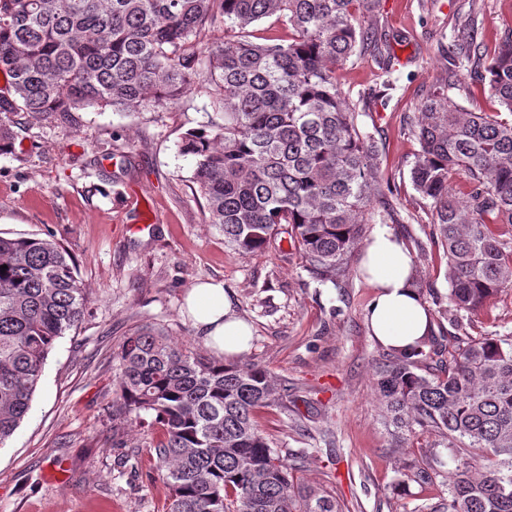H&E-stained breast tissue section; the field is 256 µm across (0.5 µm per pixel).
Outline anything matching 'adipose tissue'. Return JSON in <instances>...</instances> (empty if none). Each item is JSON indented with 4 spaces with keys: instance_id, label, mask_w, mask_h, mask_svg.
I'll use <instances>...</instances> for the list:
<instances>
[{
    "instance_id": "ef3b65f1",
    "label": "adipose tissue",
    "mask_w": 512,
    "mask_h": 512,
    "mask_svg": "<svg viewBox=\"0 0 512 512\" xmlns=\"http://www.w3.org/2000/svg\"><path fill=\"white\" fill-rule=\"evenodd\" d=\"M361 270L375 290L367 313L371 336L392 350L413 346L425 336L433 316L414 285L409 249L388 228L376 227L361 247ZM186 304L214 350L228 358L249 351L251 329L235 314L223 283L194 285Z\"/></svg>"
}]
</instances>
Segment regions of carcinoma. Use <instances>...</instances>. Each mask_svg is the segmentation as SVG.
<instances>
[{
  "mask_svg": "<svg viewBox=\"0 0 512 512\" xmlns=\"http://www.w3.org/2000/svg\"><path fill=\"white\" fill-rule=\"evenodd\" d=\"M376 0H0V153L23 115L64 129L92 108L175 104L196 87L218 99L220 120L184 133L192 182L209 223L243 256L264 253L282 225L311 277L343 284L377 201L374 147L340 90L336 69L374 42L360 18ZM277 16L288 39L204 38L219 21L241 30ZM512 115V34L481 75ZM415 190L432 201L447 257L448 303L474 313L512 287V120L472 112L443 93L422 106ZM459 174L471 190L452 191ZM0 445L26 416L57 338L88 298L55 241L0 236ZM448 355V360L432 362ZM118 412L162 428L156 468L167 512H345L293 467L254 420L284 386L258 363L226 364L174 344L162 326L134 329L113 353ZM385 426L405 444L437 437L400 483L448 487L446 512H512V336L487 335L445 351L433 332L377 367ZM455 467H447L439 448ZM478 451L483 471L463 455Z\"/></svg>",
  "mask_w": 512,
  "mask_h": 512,
  "instance_id": "obj_1",
  "label": "carcinoma"
}]
</instances>
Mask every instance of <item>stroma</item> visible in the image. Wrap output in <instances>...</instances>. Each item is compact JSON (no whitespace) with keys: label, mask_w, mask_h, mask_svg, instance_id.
Segmentation results:
<instances>
[{"label":"stroma","mask_w":512,"mask_h":512,"mask_svg":"<svg viewBox=\"0 0 512 512\" xmlns=\"http://www.w3.org/2000/svg\"><path fill=\"white\" fill-rule=\"evenodd\" d=\"M470 20L476 62L488 66L512 32V0H378L365 25L393 58L391 70L367 50L339 72L349 100L363 107L358 123L376 150L374 176L384 191L364 231L381 224L404 241L436 335L463 342L512 335V288L479 315L449 311L433 207L411 170L421 104L434 90L472 112L498 109L470 63L449 64L448 47ZM221 109L200 90L166 107L80 112L70 132L52 118H30L11 153L0 155V235L60 244L89 297L78 326L55 341L26 417L0 446V512H165L168 489L154 453L161 432L114 413L112 354L133 329L155 323L174 343L213 356L185 310L189 289L209 279L223 281L254 330L237 364H261L288 382L282 403L256 420L302 483L350 512H432L447 502L442 483H397L416 447L434 439L424 434L413 447H396L382 421L374 374L383 347L368 329L373 290L360 272L339 288L322 284L289 235L246 257L209 224L191 180L194 160L179 142Z\"/></svg>","instance_id":"obj_1"}]
</instances>
